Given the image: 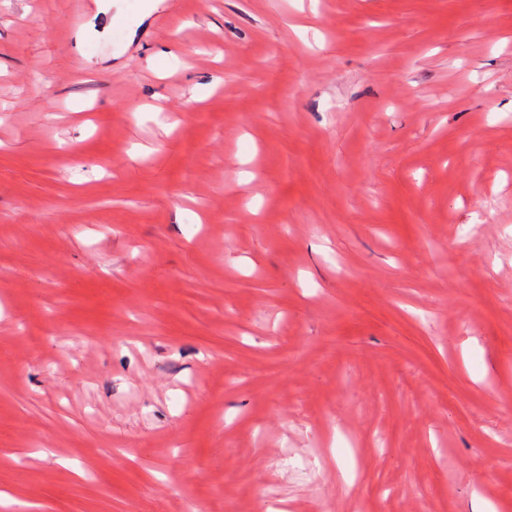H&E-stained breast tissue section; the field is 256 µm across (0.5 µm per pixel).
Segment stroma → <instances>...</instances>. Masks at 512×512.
Here are the masks:
<instances>
[{
    "label": "stroma",
    "instance_id": "1",
    "mask_svg": "<svg viewBox=\"0 0 512 512\" xmlns=\"http://www.w3.org/2000/svg\"><path fill=\"white\" fill-rule=\"evenodd\" d=\"M511 400L512 0H0V512H512Z\"/></svg>",
    "mask_w": 512,
    "mask_h": 512
}]
</instances>
